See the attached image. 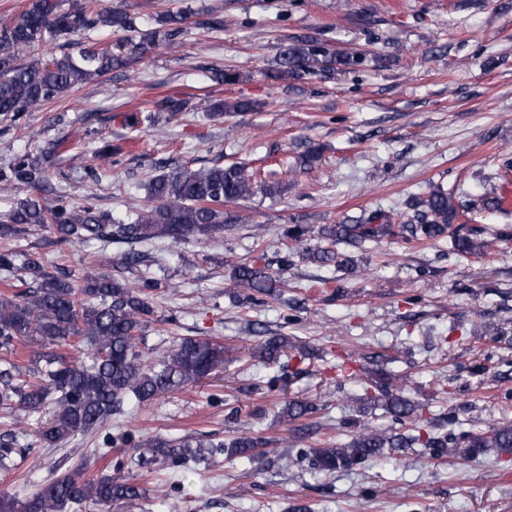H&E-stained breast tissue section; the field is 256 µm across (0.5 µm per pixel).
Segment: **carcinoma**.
Here are the masks:
<instances>
[{"label": "carcinoma", "mask_w": 512, "mask_h": 512, "mask_svg": "<svg viewBox=\"0 0 512 512\" xmlns=\"http://www.w3.org/2000/svg\"><path fill=\"white\" fill-rule=\"evenodd\" d=\"M187 13L170 12L160 27L141 30L127 12L100 7L93 0H83L63 7V0H27L26 5L0 24V114L18 121L27 112H36L54 104L67 92L100 81L115 68L131 60L143 59L160 46L175 48L187 33ZM120 34L118 50L97 44L86 45L74 37L96 30ZM77 51L44 56L43 47L57 43ZM30 51L27 59L19 56ZM355 55H338L319 39L294 37L278 58L275 77L305 79L336 65L353 66ZM210 80L217 84H235L241 74L228 69L210 70ZM254 107L249 100L217 101L214 115L247 112ZM158 110L177 115L190 109L189 100L169 97L157 103ZM64 141L54 140L39 148L37 156L25 153L0 167V192L19 187L28 189L10 211L0 214V238L16 237L37 227L54 235L63 245L99 241L103 243H144L168 240L179 243L191 238L216 239L224 235V204L247 200L261 191L277 192V185L264 173L248 165H219L191 169L176 166L152 178L145 203L135 209L130 221L112 217L87 199L82 204L69 200L66 193L54 191L48 198V174L41 160L55 154ZM124 147L103 142L95 148L97 166L86 175L97 181L100 167L120 161ZM318 151L313 146L293 157L288 173L294 174L313 165ZM456 193L435 187L420 200L424 210L416 223L392 224L387 215L374 213L352 224H329L318 230L302 224L288 228L286 238L301 243L316 237L318 243L311 259L320 264L344 265L337 246L378 244L384 239L413 241L434 240L444 236L452 225L468 218L476 206L464 210L455 203ZM494 240L512 239V227H487L468 234H457L452 243L459 257L481 256ZM115 261L105 256L99 267L77 277L71 273L54 275L45 269L36 254H22L0 246V272H21L18 283L4 281L9 291L0 294V351L14 350L15 342L35 338L39 350L31 353L28 363L18 364L0 358V408L13 411H45L47 418L34 434L32 443L17 446L15 435L0 437V468L16 469L15 457L26 455L34 447L59 448L68 442L102 428L127 405H141L182 390L191 384L224 371V343L184 337L167 349L154 353L148 346L145 328L153 314L152 293L158 282L142 277L130 284L112 275ZM288 257L279 260L274 272L254 267L238 271L241 286L258 294L271 295L280 276L288 272ZM72 348L84 359L74 361L65 350ZM286 348V340L272 336L244 348L239 358L250 365L274 363ZM398 388L383 377L368 380L374 388L371 399L398 421L411 424L406 432H394L365 423L344 442L328 438L309 449L313 468L327 473L351 469L392 454L400 448H436L450 458L473 459L489 451H512V428L488 426L450 437L419 425L422 408L402 395L408 379L398 378ZM317 411L310 401L288 400L279 411L280 422L292 425ZM106 448H123L113 472L87 476L88 464L50 478L30 494L0 492V512H65L85 505L110 507L131 502L145 490L125 475V466L173 472L189 469V464L207 455L220 454L233 459L253 461L257 449L270 441L243 431L226 441L206 442L163 436L134 437L118 432L104 437Z\"/></svg>", "instance_id": "cac0c4a2"}]
</instances>
